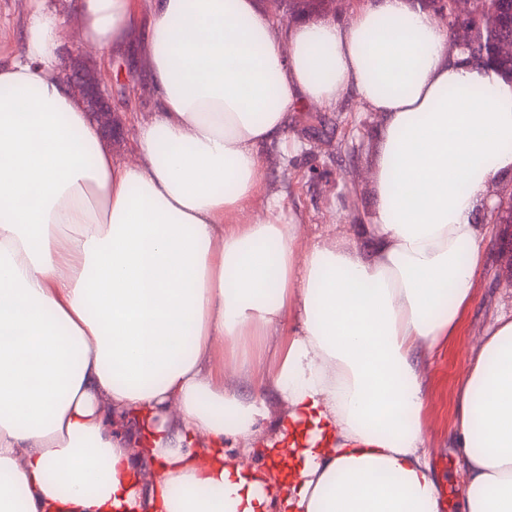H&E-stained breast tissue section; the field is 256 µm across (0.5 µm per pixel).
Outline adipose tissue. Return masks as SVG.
I'll return each mask as SVG.
<instances>
[{
  "label": "adipose tissue",
  "instance_id": "adipose-tissue-1",
  "mask_svg": "<svg viewBox=\"0 0 512 512\" xmlns=\"http://www.w3.org/2000/svg\"><path fill=\"white\" fill-rule=\"evenodd\" d=\"M76 9L100 62L138 42L155 109L113 162L33 0L0 63V512H441L424 368L472 299V214L512 174V80L419 0L283 27L258 0ZM348 93L381 119L375 205L306 245L278 200L248 213L261 149ZM453 413L464 512H512V314Z\"/></svg>",
  "mask_w": 512,
  "mask_h": 512
}]
</instances>
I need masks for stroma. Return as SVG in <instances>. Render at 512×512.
I'll use <instances>...</instances> for the list:
<instances>
[{
  "label": "stroma",
  "mask_w": 512,
  "mask_h": 512,
  "mask_svg": "<svg viewBox=\"0 0 512 512\" xmlns=\"http://www.w3.org/2000/svg\"><path fill=\"white\" fill-rule=\"evenodd\" d=\"M29 14L28 0H0L1 61L19 53ZM99 77L117 118L105 142L113 160L122 162L133 148L132 125L153 109L152 90L144 67L128 48L114 51ZM378 129L377 116L350 95L329 108L297 106L289 119L286 144L275 143L262 152L264 167L253 209H264L271 197L281 198L285 223L303 225L309 240L356 231L374 204L368 177ZM482 251L483 264L472 280L473 299L461 313L455 338L438 350L426 369L423 420L431 464L450 494L447 512H459L465 495L462 467L449 446L452 394L476 339L498 315L512 311V224L496 225Z\"/></svg>",
  "instance_id": "stroma-1"
}]
</instances>
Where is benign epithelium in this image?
<instances>
[{"label":"benign epithelium","mask_w":512,"mask_h":512,"mask_svg":"<svg viewBox=\"0 0 512 512\" xmlns=\"http://www.w3.org/2000/svg\"><path fill=\"white\" fill-rule=\"evenodd\" d=\"M452 3V10L444 4ZM499 0H427L434 16L450 31L453 45L464 52H473L482 42L479 27L495 31ZM63 79L86 103L87 111L99 120L104 131H112V106L102 94L96 81L95 70L84 64L66 60L62 63ZM494 213L512 211V184H502L496 191Z\"/></svg>","instance_id":"7a95c632"}]
</instances>
